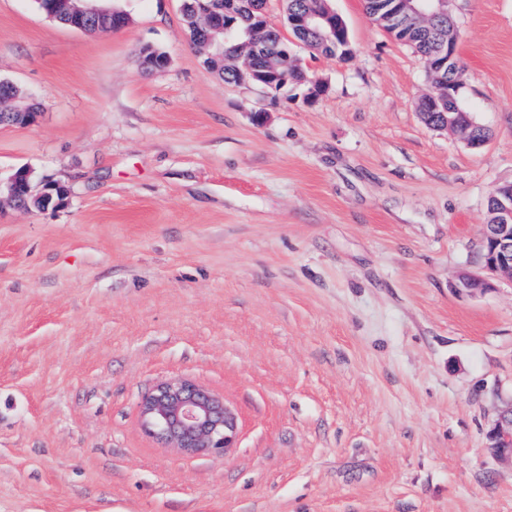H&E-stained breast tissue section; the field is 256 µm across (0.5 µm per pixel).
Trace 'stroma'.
Segmentation results:
<instances>
[{"label": "stroma", "mask_w": 512, "mask_h": 512, "mask_svg": "<svg viewBox=\"0 0 512 512\" xmlns=\"http://www.w3.org/2000/svg\"><path fill=\"white\" fill-rule=\"evenodd\" d=\"M112 4L86 35L0 0V78L40 110L0 182L69 190L0 205V512H512V283L457 288L512 182V0L454 6L479 149L422 122L425 60L363 0L331 2L349 56L297 51L313 103L225 83L181 0ZM173 379L236 415L224 458L143 428ZM488 439L489 450L494 456L512 461V400L499 410Z\"/></svg>", "instance_id": "obj_1"}]
</instances>
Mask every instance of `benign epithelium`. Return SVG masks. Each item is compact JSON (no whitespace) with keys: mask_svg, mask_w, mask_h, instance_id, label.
Returning <instances> with one entry per match:
<instances>
[{"mask_svg":"<svg viewBox=\"0 0 512 512\" xmlns=\"http://www.w3.org/2000/svg\"><path fill=\"white\" fill-rule=\"evenodd\" d=\"M111 0H58L56 10L69 17V24L86 32L99 28L125 27L121 12L109 5ZM456 0H386L384 13L389 24L404 27L417 18L431 17L448 23V34L437 43L428 71L442 78L445 71L457 65V40L453 6ZM246 8L255 21V30H264L270 23L266 4L259 0H221L203 5V24L199 27V42L211 56H223L224 41L234 39L238 32L235 18ZM288 28L299 36L306 33L336 35L345 28L342 18L331 7L330 0H317L306 10L288 12ZM170 62L167 54L145 47L139 63L145 69H162ZM241 85H259L277 91L289 84L288 78L275 70H260L248 66L237 79ZM307 84L305 99L313 102L326 90L320 80L307 76L294 81ZM460 85L448 83L444 96H433L428 105L437 111L448 103H456ZM34 101L19 95L17 86L0 78V127H23L35 122L38 112L32 109ZM446 129L458 132L462 141L477 149L485 144L477 133L478 124L467 112H450L444 116ZM491 222L485 225L481 240L480 261L487 275L463 272L458 277L459 289L472 294H483L494 288L491 278L507 276L512 279V184L496 187L489 196ZM144 425L158 439L186 454L222 458L233 447L238 429L236 416L224 400L186 380L158 384L140 403ZM490 452L499 458L512 460V400L499 410L489 432Z\"/></svg>","mask_w":512,"mask_h":512,"instance_id":"1","label":"benign epithelium"}]
</instances>
